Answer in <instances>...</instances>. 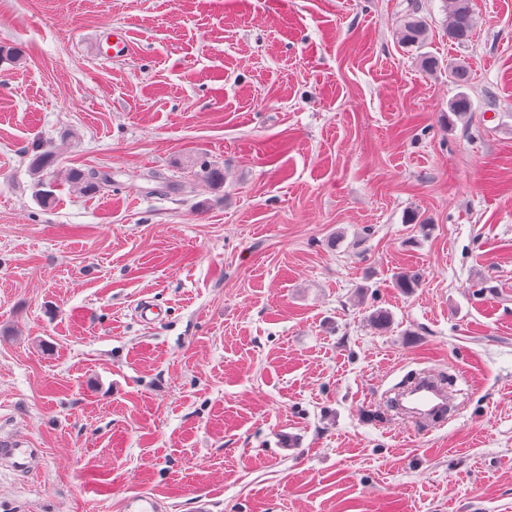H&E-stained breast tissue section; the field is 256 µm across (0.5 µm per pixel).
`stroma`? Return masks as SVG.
Here are the masks:
<instances>
[{"label":"stroma","instance_id":"1","mask_svg":"<svg viewBox=\"0 0 512 512\" xmlns=\"http://www.w3.org/2000/svg\"><path fill=\"white\" fill-rule=\"evenodd\" d=\"M472 5L458 46L444 0H0V512H512V0ZM425 369L429 432L380 406ZM445 24L444 36L451 43L465 45L470 43L475 35V19L472 7L465 8L463 0H444ZM428 30L429 25L423 17L410 14L397 33L398 43L406 48H421L425 45ZM39 455V448H33L32 443L12 432L0 429V459H8L20 470L32 467ZM121 509L122 512H163L165 502L153 494H135L122 500Z\"/></svg>","mask_w":512,"mask_h":512}]
</instances>
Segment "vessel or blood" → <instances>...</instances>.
Returning <instances> with one entry per match:
<instances>
[{
	"instance_id": "obj_1",
	"label": "vessel or blood",
	"mask_w": 512,
	"mask_h": 512,
	"mask_svg": "<svg viewBox=\"0 0 512 512\" xmlns=\"http://www.w3.org/2000/svg\"><path fill=\"white\" fill-rule=\"evenodd\" d=\"M393 410L422 431H429L438 417H455L456 410L447 386L435 374L422 375L391 403ZM38 449L23 437L0 430V459L10 460L19 469L32 467ZM122 512H164V501L153 494H135L123 499Z\"/></svg>"
}]
</instances>
